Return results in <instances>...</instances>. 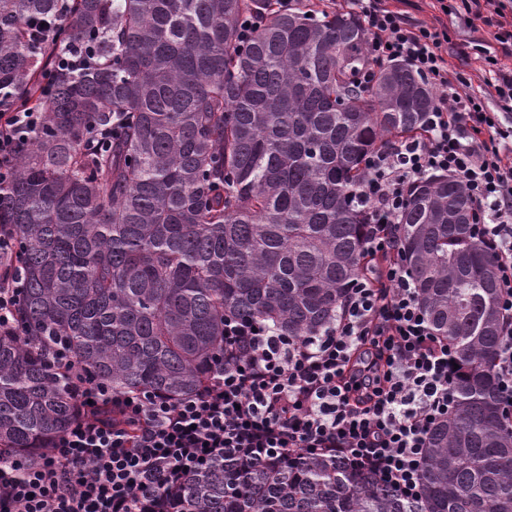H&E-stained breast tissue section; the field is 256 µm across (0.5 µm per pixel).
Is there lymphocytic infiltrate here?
Listing matches in <instances>:
<instances>
[{
    "mask_svg": "<svg viewBox=\"0 0 512 512\" xmlns=\"http://www.w3.org/2000/svg\"><path fill=\"white\" fill-rule=\"evenodd\" d=\"M448 17L492 28L512 52L503 0H437ZM368 34L373 68L401 62L437 90L424 133L367 159L357 197L372 222L366 251L376 277L356 279L335 322L303 339L253 318L224 321V355L210 380L179 400L150 391L116 394L92 379L64 339L41 347L78 410L39 458L0 453V512H179L188 475L214 464L279 467L317 456L369 474L402 500L421 498L429 437L455 408L458 371L436 336L402 259L398 214L413 183L442 172L462 182L474 206L476 237L492 252L501 288L495 374L512 428V68L483 49L484 83L497 110L448 70V33L411 20L389 0H346ZM40 113L0 104V181ZM13 230L0 225V335L18 332L24 291L12 272Z\"/></svg>",
    "mask_w": 512,
    "mask_h": 512,
    "instance_id": "1",
    "label": "lymphocytic infiltrate"
}]
</instances>
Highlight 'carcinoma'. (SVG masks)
<instances>
[{
	"label": "carcinoma",
	"instance_id": "cac0c4a2",
	"mask_svg": "<svg viewBox=\"0 0 512 512\" xmlns=\"http://www.w3.org/2000/svg\"><path fill=\"white\" fill-rule=\"evenodd\" d=\"M264 0H0V100L42 113L0 184V225L21 243L27 339L0 336V449L37 455L77 417L64 379L36 356L64 336L117 394L173 400L209 379L224 317L284 336L335 319L353 280L376 269L353 199L365 160L425 129L436 100L407 65L377 67L348 10L274 12L248 41L240 19ZM62 27L37 44L32 18ZM88 42L98 64L47 59ZM112 131L108 150L91 140ZM466 188L446 175L412 187L399 245L426 316L460 368L456 407L436 424L423 497L399 499L343 465L193 474L182 512H512V430L493 366L499 272L474 238ZM56 61L52 67H48L44 70L41 80L42 91L48 94L50 93L51 79L48 76L49 73L55 68H70L73 67L75 70H82L87 68L91 64L93 56H89L88 48H82L79 45H73L62 49L61 54L56 57Z\"/></svg>",
	"mask_w": 512,
	"mask_h": 512
}]
</instances>
